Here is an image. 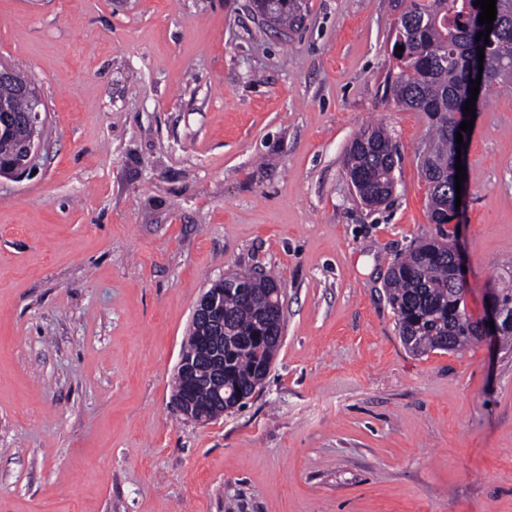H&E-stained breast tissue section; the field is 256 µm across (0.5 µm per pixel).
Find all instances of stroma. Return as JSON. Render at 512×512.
Instances as JSON below:
<instances>
[{"label":"stroma","mask_w":512,"mask_h":512,"mask_svg":"<svg viewBox=\"0 0 512 512\" xmlns=\"http://www.w3.org/2000/svg\"><path fill=\"white\" fill-rule=\"evenodd\" d=\"M0 0V63L45 103L0 177V512H512V349L412 355L389 267L434 233L424 113L387 88L397 0ZM385 127L389 203L346 149ZM456 244L480 315L512 270V91L468 134ZM276 276L284 337L245 407L172 387L194 306ZM256 12L268 23L288 27L301 17L302 3L295 0H253Z\"/></svg>","instance_id":"stroma-1"}]
</instances>
